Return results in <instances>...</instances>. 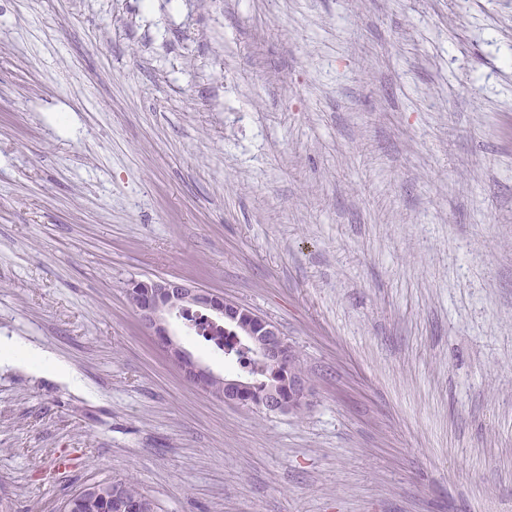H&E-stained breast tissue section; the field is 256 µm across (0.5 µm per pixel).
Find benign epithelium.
Here are the masks:
<instances>
[{
  "mask_svg": "<svg viewBox=\"0 0 512 512\" xmlns=\"http://www.w3.org/2000/svg\"><path fill=\"white\" fill-rule=\"evenodd\" d=\"M127 297L144 333L151 337L183 378L200 389H210L211 384L219 380V376L196 361L180 345L168 321L170 316L192 308L208 311L237 329L271 370L269 382L265 384L262 395L256 398L252 397L253 386L250 381L224 379V402L268 412L289 413L308 401L309 385L302 374L293 370L298 355L272 321L222 295L182 280L137 281L127 289Z\"/></svg>",
  "mask_w": 512,
  "mask_h": 512,
  "instance_id": "7a95c632",
  "label": "benign epithelium"
}]
</instances>
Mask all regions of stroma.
I'll list each match as a JSON object with an SVG mask.
<instances>
[{"label":"stroma","mask_w":512,"mask_h":512,"mask_svg":"<svg viewBox=\"0 0 512 512\" xmlns=\"http://www.w3.org/2000/svg\"><path fill=\"white\" fill-rule=\"evenodd\" d=\"M158 278L273 321L307 404L186 382ZM0 337L63 368H0V512H512V0H0ZM113 484L120 490L116 494L112 492L111 487L109 493L112 494V498L104 492L80 496L75 493L66 500L64 512H133L134 503L138 501H145L147 505H150L151 511L144 512H154L152 501L140 493L129 480H113Z\"/></svg>","instance_id":"35a3bbf8"}]
</instances>
